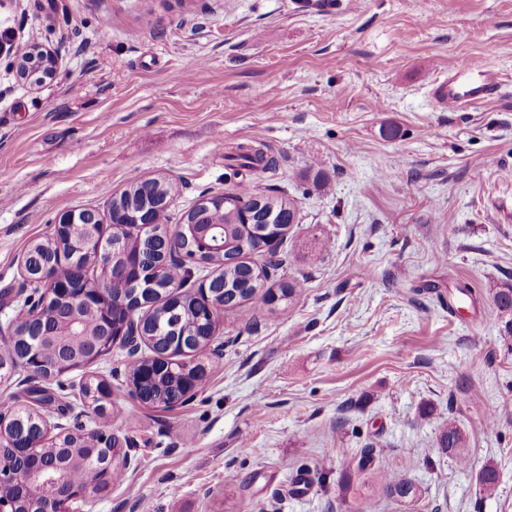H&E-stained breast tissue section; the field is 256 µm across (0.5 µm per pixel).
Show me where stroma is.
Returning <instances> with one entry per match:
<instances>
[{
  "label": "stroma",
  "instance_id": "obj_1",
  "mask_svg": "<svg viewBox=\"0 0 512 512\" xmlns=\"http://www.w3.org/2000/svg\"><path fill=\"white\" fill-rule=\"evenodd\" d=\"M7 28L58 64L36 86L0 51V326L29 244L134 181L170 179L181 215L236 190L224 157L254 140L298 208L269 283L301 294L225 311L187 403L131 397L123 350L90 366L133 464L78 512H358L363 492L373 512H512V344L486 293L512 284V0H0ZM474 59L507 83L437 108L433 84ZM464 282L476 302L442 306ZM81 377L50 422L98 427ZM449 421L470 468L438 449ZM386 490L393 492L403 499H413L416 495V489L412 483L404 479L397 473H386L381 477Z\"/></svg>",
  "mask_w": 512,
  "mask_h": 512
}]
</instances>
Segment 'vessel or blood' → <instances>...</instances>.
Listing matches in <instances>:
<instances>
[{"instance_id":"b4317fda","label":"vessel or blood","mask_w":512,"mask_h":512,"mask_svg":"<svg viewBox=\"0 0 512 512\" xmlns=\"http://www.w3.org/2000/svg\"><path fill=\"white\" fill-rule=\"evenodd\" d=\"M501 75L486 62L449 66L445 80L432 90L436 103L451 111L471 107L490 100L499 90Z\"/></svg>"}]
</instances>
